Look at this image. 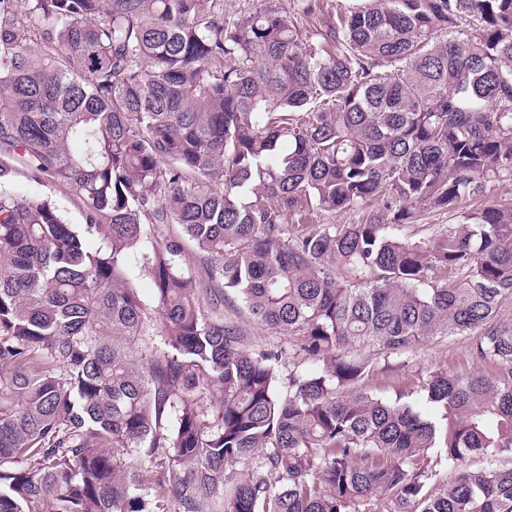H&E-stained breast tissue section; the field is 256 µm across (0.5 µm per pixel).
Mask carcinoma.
<instances>
[{
    "mask_svg": "<svg viewBox=\"0 0 512 512\" xmlns=\"http://www.w3.org/2000/svg\"><path fill=\"white\" fill-rule=\"evenodd\" d=\"M268 2L0 0V512H512V207L390 232L512 178V0ZM239 303L316 368L281 391ZM435 333L481 364L440 418L367 388ZM280 3L282 7L288 9V14L290 15L291 19L297 23V25L301 28H306L307 30L313 29V25L319 27L320 23H324L326 20H328L329 15L335 16L336 9L339 10L340 8L343 9L344 7L352 6V4L358 3V2H351L348 0H316V3H321L322 6V12H319L317 18H308L305 17L303 14V11L299 9L296 6V0H280ZM18 189L29 197L41 198L46 195L52 196L53 200L60 206L71 224L83 223L77 199L68 186L57 185L45 188L29 183L24 177H20L18 180ZM473 201H463L460 204L459 209L457 211L447 214H440V213H424L420 218V221H418L419 224H425V225H419L415 229V231H412L413 229H405L402 232H399L402 235H410L413 233H416L417 237H425L430 238L433 237L437 231H440L442 227L446 226L447 224H459L462 220V214L464 212L470 211L472 209L471 204ZM444 224V225H442Z\"/></svg>",
    "mask_w": 512,
    "mask_h": 512,
    "instance_id": "carcinoma-1",
    "label": "carcinoma"
}]
</instances>
